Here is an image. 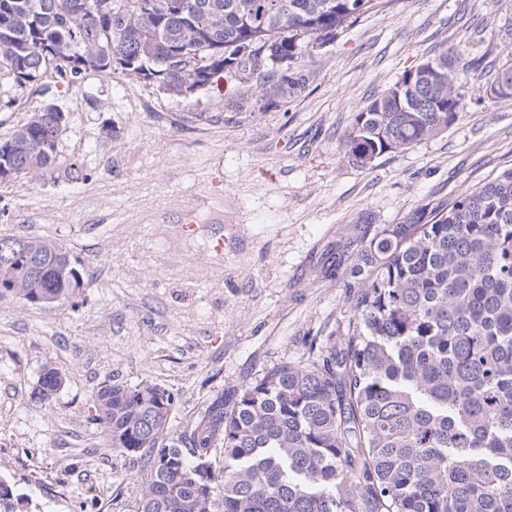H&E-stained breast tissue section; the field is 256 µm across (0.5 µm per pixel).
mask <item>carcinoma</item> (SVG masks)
Listing matches in <instances>:
<instances>
[{
    "label": "carcinoma",
    "instance_id": "carcinoma-1",
    "mask_svg": "<svg viewBox=\"0 0 512 512\" xmlns=\"http://www.w3.org/2000/svg\"><path fill=\"white\" fill-rule=\"evenodd\" d=\"M380 0H0V111L52 70L73 82L121 72L169 97L232 80L243 105L270 108L305 90L313 52ZM266 46L288 70L244 52ZM478 40L420 63L353 116L344 156L370 168L448 131L472 102L456 74ZM66 113L46 104L0 136V184L41 183L58 166ZM44 255L0 287L38 306L70 300L83 276L70 252L13 236ZM324 273L344 267L350 315L341 341L283 361L169 432L175 395L157 384L101 386L93 421L140 465L137 512H512V165L451 203L398 224H355ZM62 375L44 368L47 400ZM21 495L0 481V512Z\"/></svg>",
    "mask_w": 512,
    "mask_h": 512
}]
</instances>
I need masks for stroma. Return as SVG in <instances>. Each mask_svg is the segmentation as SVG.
Here are the masks:
<instances>
[{"label":"stroma","instance_id":"1","mask_svg":"<svg viewBox=\"0 0 512 512\" xmlns=\"http://www.w3.org/2000/svg\"><path fill=\"white\" fill-rule=\"evenodd\" d=\"M477 32L490 78L512 59V0H388L272 108L235 110L222 85L172 99L89 71L70 85L43 76L0 112L4 135L48 102L65 110L54 180L0 184V236L57 241L84 280L67 303L0 299V477L23 512H137L138 469L92 420L99 387L172 390L169 430L182 432L205 403L306 359V337L347 320L344 276L322 264L351 225L404 221L512 164V99L483 98L370 168L341 149L369 98ZM48 365L64 384L43 401L33 391Z\"/></svg>","mask_w":512,"mask_h":512}]
</instances>
